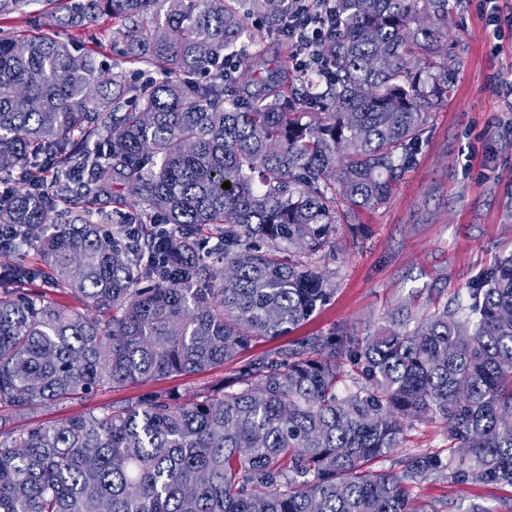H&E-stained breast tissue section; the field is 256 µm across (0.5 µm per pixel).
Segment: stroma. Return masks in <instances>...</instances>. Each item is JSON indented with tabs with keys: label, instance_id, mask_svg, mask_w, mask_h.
<instances>
[{
	"label": "stroma",
	"instance_id": "stroma-1",
	"mask_svg": "<svg viewBox=\"0 0 512 512\" xmlns=\"http://www.w3.org/2000/svg\"><path fill=\"white\" fill-rule=\"evenodd\" d=\"M239 8L251 32L239 44L265 45L273 60L289 59L291 45L273 40L251 0ZM55 31L96 50L103 69L132 68L139 83L157 79L146 63L127 65L125 38L111 19H100L90 32L63 27L45 0L0 16V36L17 32ZM448 37L458 73L445 106L426 126L415 160L387 202L371 211L342 216L336 226V252L324 265L333 274L330 301L297 329L255 343L249 356L288 351L301 338L333 331L352 337L373 334L402 301L424 313L437 305L464 308L468 287L499 260L512 255V32L494 35L482 0H450ZM233 364L211 371L153 383H128L108 392L79 397L61 405L34 407L21 425L51 426L103 409L151 390L189 396L230 377ZM448 457L443 423L427 419L409 427L400 448L369 465L374 473H398L413 455ZM418 512H512V488L461 482L453 475L431 476L411 485Z\"/></svg>",
	"mask_w": 512,
	"mask_h": 512
}]
</instances>
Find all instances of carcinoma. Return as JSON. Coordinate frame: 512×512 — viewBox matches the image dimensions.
I'll use <instances>...</instances> for the list:
<instances>
[{
    "mask_svg": "<svg viewBox=\"0 0 512 512\" xmlns=\"http://www.w3.org/2000/svg\"><path fill=\"white\" fill-rule=\"evenodd\" d=\"M46 2L76 31L111 18L128 63L158 79L107 77L54 34L0 38V174L17 185L0 201V512H416L406 484L448 463L366 465L426 419L445 424L457 478L512 487V257L469 286L461 317L401 304L346 347L307 336L188 398L11 427L307 321L333 292L316 259L335 251L337 205L387 201L457 65L449 0H336L327 72L308 76L261 49L225 75L246 29L230 0ZM254 4L286 39L288 2ZM116 185L128 197L107 228ZM346 368L363 383L340 394Z\"/></svg>",
    "mask_w": 512,
    "mask_h": 512,
    "instance_id": "obj_1",
    "label": "carcinoma"
}]
</instances>
